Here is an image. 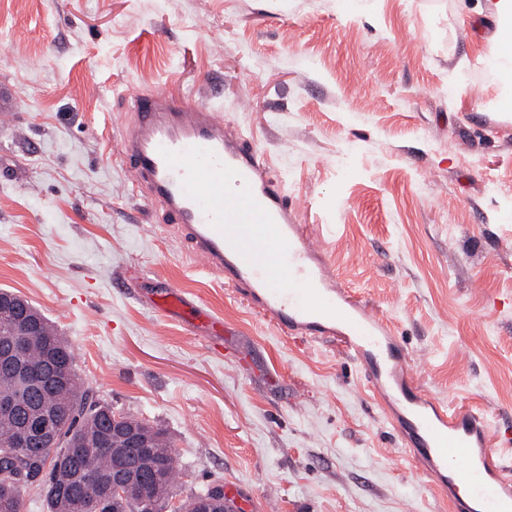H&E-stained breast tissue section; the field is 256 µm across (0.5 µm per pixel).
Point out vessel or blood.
I'll return each mask as SVG.
<instances>
[{"label": "vessel or blood", "instance_id": "vessel-or-blood-1", "mask_svg": "<svg viewBox=\"0 0 512 512\" xmlns=\"http://www.w3.org/2000/svg\"><path fill=\"white\" fill-rule=\"evenodd\" d=\"M129 110L119 144L125 170L193 256L284 335L346 338L367 389L453 512H512V469L489 454L496 434L487 418L448 408L414 381L390 323L337 281L262 155L227 130L222 111L160 90L132 94ZM154 308L166 316L203 311L174 286Z\"/></svg>", "mask_w": 512, "mask_h": 512}]
</instances>
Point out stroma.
<instances>
[{
    "mask_svg": "<svg viewBox=\"0 0 512 512\" xmlns=\"http://www.w3.org/2000/svg\"><path fill=\"white\" fill-rule=\"evenodd\" d=\"M492 0H0V289L70 345L96 398L164 429L177 507L451 512L340 337L282 335L131 190L124 95L220 108L417 384L512 431V126L471 21ZM174 285L205 343L151 308ZM154 309L162 315L186 314L189 317L193 316L194 319L197 318V314H203L209 320L205 326V331L201 333L202 337L208 339L224 335V320L207 314L199 302L190 298L186 292L175 286L168 285L160 292L154 302Z\"/></svg>",
    "mask_w": 512,
    "mask_h": 512,
    "instance_id": "35a3bbf8",
    "label": "stroma"
}]
</instances>
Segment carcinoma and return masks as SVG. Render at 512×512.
<instances>
[{"instance_id":"carcinoma-1","label":"carcinoma","mask_w":512,"mask_h":512,"mask_svg":"<svg viewBox=\"0 0 512 512\" xmlns=\"http://www.w3.org/2000/svg\"><path fill=\"white\" fill-rule=\"evenodd\" d=\"M30 312L38 321L40 335L28 337L22 361L33 367L41 365L49 343L68 365L70 379L60 395L44 386L28 392L27 400L40 406L62 405L66 420L58 432L60 448H18V420L0 418V503L6 504L7 512H22L24 493L37 488L48 512H68L70 498L79 500L86 512H162L178 475L176 457L165 432L153 426L148 430V451L160 468L158 477L146 483L151 509L126 499L117 490L107 499L99 497L95 480L112 475L116 467L113 449L124 447V440L112 436L110 418L103 413L105 405L84 385L76 371L75 356L57 328L36 307H30ZM14 334V313L0 308V341L14 338ZM17 389L14 371L0 366V393H14Z\"/></svg>"}]
</instances>
